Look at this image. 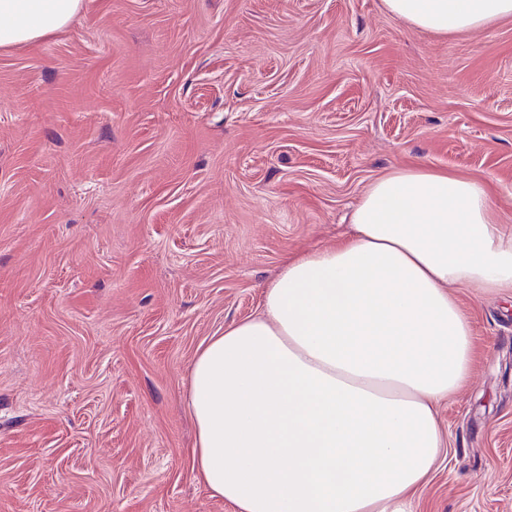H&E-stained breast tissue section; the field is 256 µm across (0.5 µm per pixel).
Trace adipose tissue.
I'll return each mask as SVG.
<instances>
[{
	"instance_id": "obj_1",
	"label": "adipose tissue",
	"mask_w": 512,
	"mask_h": 512,
	"mask_svg": "<svg viewBox=\"0 0 512 512\" xmlns=\"http://www.w3.org/2000/svg\"><path fill=\"white\" fill-rule=\"evenodd\" d=\"M83 0H0V48L66 29ZM439 33L512 0H383ZM346 241L284 265L259 316L212 337L186 404L194 468L237 512H414L443 446L438 402L471 361L452 289H512V226L486 181L423 166L373 181Z\"/></svg>"
}]
</instances>
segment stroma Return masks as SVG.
<instances>
[{
	"instance_id": "stroma-1",
	"label": "stroma",
	"mask_w": 512,
	"mask_h": 512,
	"mask_svg": "<svg viewBox=\"0 0 512 512\" xmlns=\"http://www.w3.org/2000/svg\"><path fill=\"white\" fill-rule=\"evenodd\" d=\"M410 165L487 181L512 225V17L83 0L0 49V512H235L192 468L198 350ZM454 294L470 372L414 509L512 512V291Z\"/></svg>"
}]
</instances>
